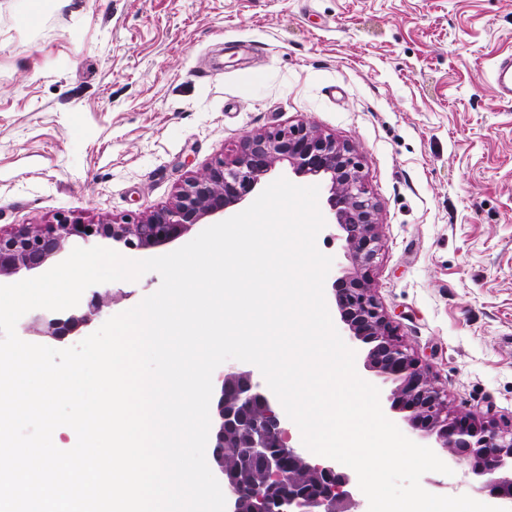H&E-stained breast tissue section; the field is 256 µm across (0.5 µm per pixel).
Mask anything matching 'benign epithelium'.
Returning <instances> with one entry per match:
<instances>
[{
	"instance_id": "1",
	"label": "benign epithelium",
	"mask_w": 512,
	"mask_h": 512,
	"mask_svg": "<svg viewBox=\"0 0 512 512\" xmlns=\"http://www.w3.org/2000/svg\"><path fill=\"white\" fill-rule=\"evenodd\" d=\"M280 160L288 161L298 176L330 183L327 203L352 262L334 284L336 305L354 338L371 345L367 366L395 384L391 409L465 465V475L480 480L479 489L512 501V476L504 475L512 471V424L451 412L447 389L394 333L369 286L380 251L378 207L367 190L359 156L349 144L305 123L246 136L232 159L215 160L205 174L187 181L174 204L145 218L106 226L63 217L49 227L21 224L0 229V275L36 270L52 257L60 260L68 241H112L136 249L172 243L200 220L245 201ZM88 293L86 323L101 311L108 291L93 285ZM72 316L52 314L42 322L52 335L67 336L73 332ZM213 415L214 455L231 440L241 450L235 468H222L224 483L232 491L229 512H352L350 476L289 445L276 398L251 372L224 374L215 389ZM255 473L263 475L260 488L251 484Z\"/></svg>"
}]
</instances>
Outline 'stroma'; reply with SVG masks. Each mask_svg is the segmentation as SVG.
Returning a JSON list of instances; mask_svg holds the SVG:
<instances>
[{"mask_svg": "<svg viewBox=\"0 0 512 512\" xmlns=\"http://www.w3.org/2000/svg\"><path fill=\"white\" fill-rule=\"evenodd\" d=\"M512 0H0V227L60 215L120 223L169 206L246 135L307 122L359 151L378 204L371 276L400 340L464 415L512 421ZM324 296L349 261L328 206ZM161 285L109 283L91 325L27 342L63 349ZM336 329L359 376L367 345ZM497 92L503 100H512V57L500 59L495 64Z\"/></svg>", "mask_w": 512, "mask_h": 512, "instance_id": "35a3bbf8", "label": "stroma"}]
</instances>
